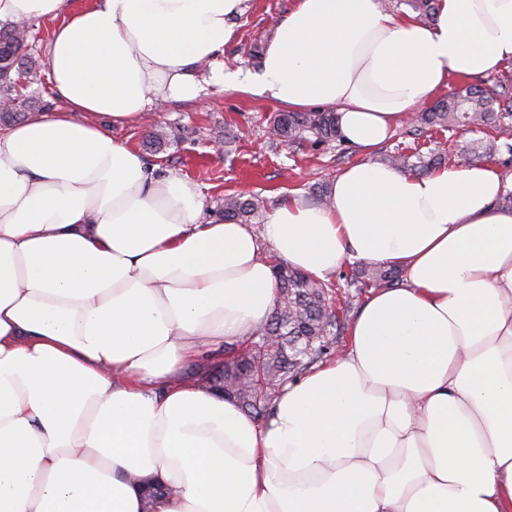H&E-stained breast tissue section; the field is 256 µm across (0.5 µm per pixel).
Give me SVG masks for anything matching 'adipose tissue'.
Masks as SVG:
<instances>
[{
	"label": "adipose tissue",
	"mask_w": 512,
	"mask_h": 512,
	"mask_svg": "<svg viewBox=\"0 0 512 512\" xmlns=\"http://www.w3.org/2000/svg\"><path fill=\"white\" fill-rule=\"evenodd\" d=\"M241 4L0 0L1 24H53L61 103L0 129V512H512V175L371 159L453 78L512 60V0H438L429 27L298 0L249 90L335 108L364 159L331 205L289 194L259 231L204 219L194 182L100 123L197 98ZM276 259L403 281L259 420L183 369L266 321ZM152 481L174 493L148 511Z\"/></svg>",
	"instance_id": "obj_1"
}]
</instances>
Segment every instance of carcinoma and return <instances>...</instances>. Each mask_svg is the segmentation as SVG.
<instances>
[{"label": "carcinoma", "mask_w": 512, "mask_h": 512, "mask_svg": "<svg viewBox=\"0 0 512 512\" xmlns=\"http://www.w3.org/2000/svg\"><path fill=\"white\" fill-rule=\"evenodd\" d=\"M414 13L423 25L436 21L437 0H397ZM30 33L18 24L0 27V122L8 124L39 106L23 81L33 83L42 63L27 54ZM417 128H434L450 133L480 134L460 147L468 161H484L501 151L512 153V76L504 73L486 87L467 79L437 99L413 118ZM270 133L278 142L301 145L312 136L318 143L344 142L336 113L281 112L270 120ZM382 161L406 171L428 174L446 166L448 148L436 141L418 146L410 153H386ZM266 201L259 195L230 194L217 201L215 213L226 221L248 223L262 211ZM278 298L269 318L245 341L224 349V358L205 354V371L198 380L219 388L248 414L265 415L289 381L308 372L317 362L345 347V333L352 309L346 299L333 304L335 289L329 283L274 261ZM338 280L361 292L368 288H390L401 281V272L382 266H355L341 272Z\"/></svg>", "instance_id": "obj_1"}]
</instances>
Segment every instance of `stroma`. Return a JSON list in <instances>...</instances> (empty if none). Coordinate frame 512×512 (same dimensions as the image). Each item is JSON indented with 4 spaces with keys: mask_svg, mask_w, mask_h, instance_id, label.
Here are the masks:
<instances>
[{
    "mask_svg": "<svg viewBox=\"0 0 512 512\" xmlns=\"http://www.w3.org/2000/svg\"><path fill=\"white\" fill-rule=\"evenodd\" d=\"M296 0H244L230 23L234 29L217 61H202L209 74L213 63L225 70L254 77L259 63L251 56L254 44H267L274 22L282 20ZM281 104L265 98L206 86L194 100H171L164 108L162 144H146L144 126L112 127L114 138L137 149L146 163L163 172L189 178L201 192L205 218H212L216 198L227 193L265 196L269 209L289 193L310 197L313 186L328 181L346 167L362 161L360 152L345 144H306L295 150L273 142L267 118Z\"/></svg>",
    "mask_w": 512,
    "mask_h": 512,
    "instance_id": "1",
    "label": "stroma"
}]
</instances>
